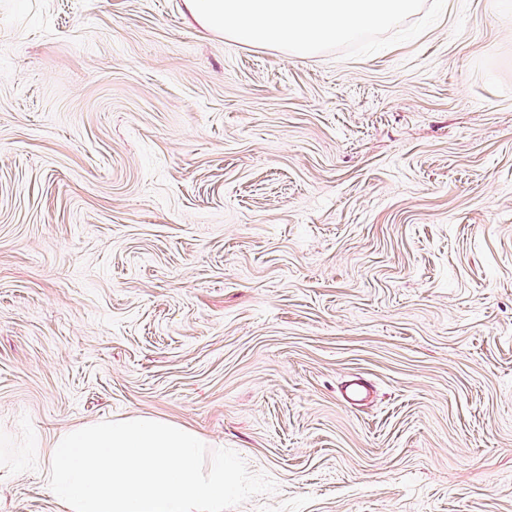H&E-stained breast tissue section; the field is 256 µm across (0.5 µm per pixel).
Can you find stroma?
<instances>
[{
  "instance_id": "stroma-1",
  "label": "stroma",
  "mask_w": 512,
  "mask_h": 512,
  "mask_svg": "<svg viewBox=\"0 0 512 512\" xmlns=\"http://www.w3.org/2000/svg\"><path fill=\"white\" fill-rule=\"evenodd\" d=\"M24 415L193 428L277 486L230 512H512V0L357 59L185 0H0V429ZM37 465L0 512H59Z\"/></svg>"
}]
</instances>
